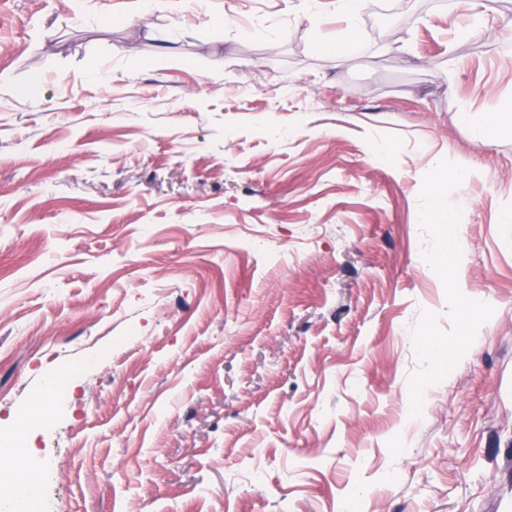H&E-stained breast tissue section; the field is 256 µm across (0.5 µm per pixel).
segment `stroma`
Listing matches in <instances>:
<instances>
[{"label":"stroma","mask_w":512,"mask_h":512,"mask_svg":"<svg viewBox=\"0 0 512 512\" xmlns=\"http://www.w3.org/2000/svg\"><path fill=\"white\" fill-rule=\"evenodd\" d=\"M469 15L366 0L339 58L330 0H0V430L67 366L45 512H512V137L458 119L512 101V0Z\"/></svg>","instance_id":"stroma-1"}]
</instances>
